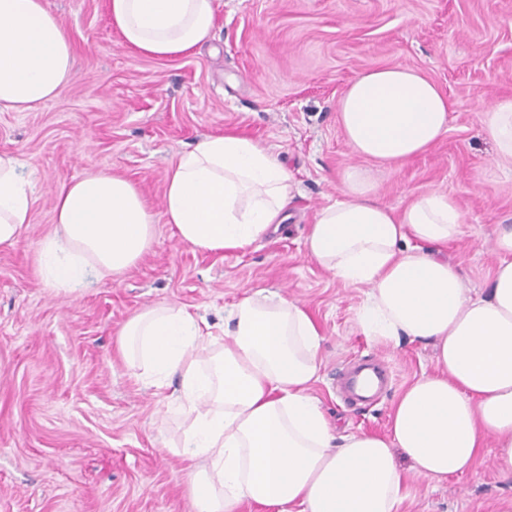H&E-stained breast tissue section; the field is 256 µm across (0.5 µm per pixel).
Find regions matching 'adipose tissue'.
Returning a JSON list of instances; mask_svg holds the SVG:
<instances>
[{
	"label": "adipose tissue",
	"instance_id": "1",
	"mask_svg": "<svg viewBox=\"0 0 512 512\" xmlns=\"http://www.w3.org/2000/svg\"><path fill=\"white\" fill-rule=\"evenodd\" d=\"M112 26L138 55L189 57L206 42L216 0H108ZM74 47L44 0H0V112L53 99L73 71ZM452 104L417 70L360 73L339 101L351 152L381 167L428 152L448 131ZM483 132L512 164V97L483 113ZM342 197L320 208L308 255L346 285L367 289L363 332L432 344L435 371L397 400L385 435H335L308 394L320 370L321 333L295 301L257 290L233 304L223 343L185 307L160 302L119 332L129 365L153 386L179 378L172 401L187 426L196 512H398L408 476L471 472L486 445L512 474V227L495 235L498 263L486 296L471 298L439 252L462 234L463 213L442 191L402 211L377 200L368 170L347 167ZM293 180L251 137L208 135L168 170L164 216L201 251L234 252L287 222ZM34 202L20 160L0 152V246L14 245ZM56 228L37 257L43 284L72 294L90 274H125L150 250L154 221L139 189L99 171L64 186Z\"/></svg>",
	"mask_w": 512,
	"mask_h": 512
}]
</instances>
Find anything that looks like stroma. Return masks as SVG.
Here are the masks:
<instances>
[{"label": "stroma", "mask_w": 512, "mask_h": 512, "mask_svg": "<svg viewBox=\"0 0 512 512\" xmlns=\"http://www.w3.org/2000/svg\"><path fill=\"white\" fill-rule=\"evenodd\" d=\"M74 43L73 75L47 104L0 112V152L34 171L31 222L0 248V512H194L178 455L184 422L170 389L139 377L117 349L122 325L159 302L189 307L222 336L224 310L265 288L318 325L321 369L309 393L334 432L385 434L403 390L432 372V345L367 336L366 291L305 252L315 213L360 165L338 122L359 73L420 70L453 103L447 135L399 170H373L381 202L402 208L440 190L464 213L447 255L468 293L487 291L494 237L512 225V174L497 172L482 108L512 96V0H218L210 39L187 58L126 49L107 0H46ZM245 134L283 161L290 218L245 250L203 252L166 224L170 163L207 135ZM122 174L155 219L150 251L124 275L58 295L38 274L58 190ZM399 512H512V476L483 451L472 474L410 480Z\"/></svg>", "instance_id": "1"}]
</instances>
